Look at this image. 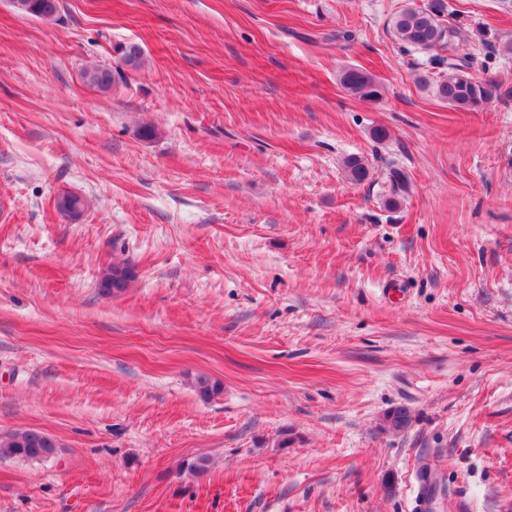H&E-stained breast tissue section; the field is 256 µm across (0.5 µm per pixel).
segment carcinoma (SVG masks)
Here are the masks:
<instances>
[{
    "label": "carcinoma",
    "instance_id": "1",
    "mask_svg": "<svg viewBox=\"0 0 512 512\" xmlns=\"http://www.w3.org/2000/svg\"><path fill=\"white\" fill-rule=\"evenodd\" d=\"M60 0H24V8L19 14L42 20H52L58 14ZM447 6L444 0H432L422 8L409 3L398 10L391 19L389 30L399 43L429 54V68L419 76L423 87L448 107L463 112H478L494 99L503 96L512 98V87L502 88V84L480 79L467 72L468 62L456 55H445L444 51L455 42L490 45L487 31L476 28L468 30L460 25L445 24ZM119 64L117 68L100 63H87L80 69V78L87 86L101 92H109L120 69H138L143 63L141 48L127 43L116 48ZM341 87L350 95L376 103L382 100L384 88L368 70L345 67L339 73ZM347 179L355 184L364 182L369 174L364 160L349 157L344 161ZM392 196L386 205H398L397 195L404 192L407 180L404 173L394 168L389 173ZM134 278L128 263L114 264L102 274L99 287L105 294L112 295L124 291ZM195 391L203 399L219 395L222 386L205 376L194 381ZM57 445L45 433L25 429L0 436V458L23 461H42L51 458Z\"/></svg>",
    "mask_w": 512,
    "mask_h": 512
}]
</instances>
